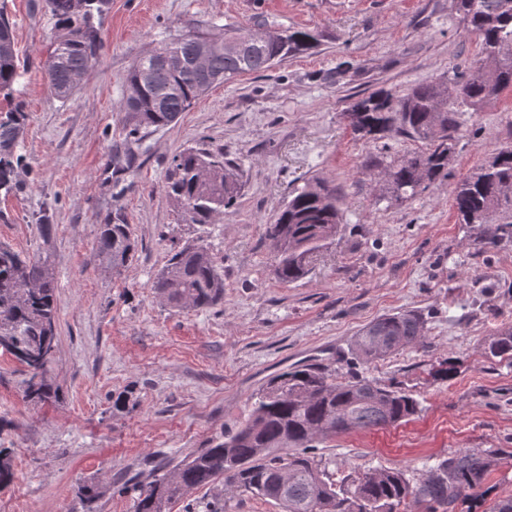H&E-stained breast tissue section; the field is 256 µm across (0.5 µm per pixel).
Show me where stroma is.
<instances>
[{
    "instance_id": "stroma-1",
    "label": "stroma",
    "mask_w": 512,
    "mask_h": 512,
    "mask_svg": "<svg viewBox=\"0 0 512 512\" xmlns=\"http://www.w3.org/2000/svg\"><path fill=\"white\" fill-rule=\"evenodd\" d=\"M43 3L0 0L24 63L14 88L26 114L20 185L0 192V244L54 268L50 378L59 397L23 400L25 369L0 351V448L10 449L15 474L0 512H85L75 487L90 482L100 488L96 512H132L126 487L235 432L256 391L298 363L419 403L409 421L323 437L317 453L333 479L383 467L415 485L448 455L499 448L509 458L454 512H489L512 495V359L484 353L512 324V242L480 248L477 225L459 223L452 202L456 184L512 142V90L485 111L459 113L447 181L404 202L382 201L384 167L422 143L363 138L342 118L358 97L468 71L479 44L451 0H110L104 46L66 99L44 81L57 27ZM209 25L303 30L313 43L262 74L216 84L116 171L133 61ZM188 148L223 149L237 170V202L215 223H182L164 193L173 157ZM308 178L336 185L343 222L307 275L284 283L266 226ZM115 213L136 241L118 273L92 260L99 226ZM199 237L224 276V298L178 311L152 283L174 248ZM406 310L426 318L421 341L355 360L360 329ZM446 366L453 373L440 378ZM219 495L197 490L172 512H205ZM220 496L224 512H281L240 490Z\"/></svg>"
}]
</instances>
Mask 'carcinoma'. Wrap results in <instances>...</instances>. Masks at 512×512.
<instances>
[{"label":"carcinoma","instance_id":"obj_1","mask_svg":"<svg viewBox=\"0 0 512 512\" xmlns=\"http://www.w3.org/2000/svg\"><path fill=\"white\" fill-rule=\"evenodd\" d=\"M109 0H45L44 8L57 21L53 63L45 67L50 91L66 99L86 76L103 48L101 17ZM463 29L479 40L480 52L465 77L448 82L461 86L453 94L443 82L419 84L403 95L372 93L352 102L343 112L363 114V122L349 123L354 133L368 136L364 125L379 128L378 136H408L425 149L388 166L387 193L397 201L415 198L422 185L448 179L453 154L449 131L457 125V112H480L512 89V0H452ZM251 35L238 30L229 37L208 30L189 31L170 43L148 51L131 66L123 107L129 132L127 147L116 156L121 162L135 156L143 138L175 122L180 114L213 85L245 74H261L276 62L303 54L312 36L290 31L285 42L259 36L243 50L233 51ZM200 51L207 68L191 59ZM19 76L13 24L0 11V190L9 194L19 185V148L23 139L25 108L14 97ZM167 196L187 224H211L238 198L235 173L224 164V152L190 148L173 159L167 175ZM453 206L463 224H477L479 244L494 248L512 239V143L498 152L453 191ZM342 221L336 186L308 179L291 192L267 236L288 241L278 254L275 274L291 283L308 273L312 255L331 240ZM130 225L107 218L100 225L95 259L114 269L135 256ZM56 277L49 257L26 259L0 245V338L14 341L13 357L27 368L24 397L48 401L56 389L48 372L56 361ZM171 307L206 309L224 298V278L210 249L188 243L174 250L152 284ZM422 315L409 312L379 318L359 333L356 354L376 359L423 336ZM485 353L512 358V327L502 328ZM419 412L411 395L363 380L338 381L324 368L303 365L271 378L258 394L247 422L234 434L191 455L173 470L133 489V512H171L173 505L218 480L275 502L282 512H395L408 496L428 504L429 512H454L462 491L480 486L491 466L492 454L466 449L438 461L427 478L411 484L403 472L375 468L348 488L327 473L314 454L318 438L330 434L336 418L346 416L355 429H378L409 420ZM14 478L9 453L0 450V489Z\"/></svg>","mask_w":512,"mask_h":512}]
</instances>
